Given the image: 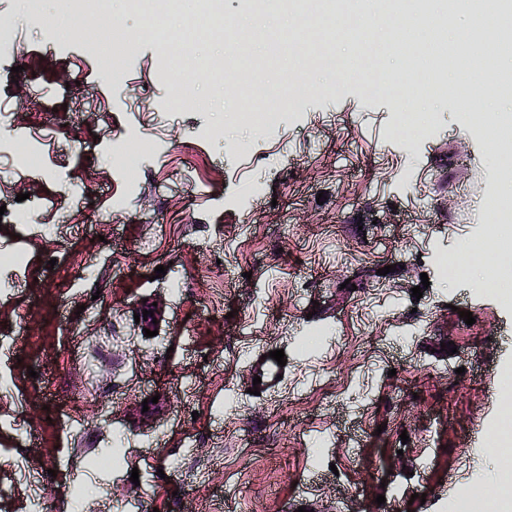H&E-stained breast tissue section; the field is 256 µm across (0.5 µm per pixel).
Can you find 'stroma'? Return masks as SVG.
Listing matches in <instances>:
<instances>
[{"label": "stroma", "instance_id": "obj_1", "mask_svg": "<svg viewBox=\"0 0 512 512\" xmlns=\"http://www.w3.org/2000/svg\"><path fill=\"white\" fill-rule=\"evenodd\" d=\"M224 17L296 23L243 0ZM0 25L17 35L0 58V512H448L456 475L479 495L499 462L473 437L512 374V307L473 272L512 275V234L441 275L439 255L491 230L481 196L506 169L453 100L401 138L387 95L327 92L324 73L299 118L256 131L237 121L249 100L206 75V109L166 111L176 86L150 42L120 93L85 53L103 28L45 44L21 0H0ZM130 131L154 145L134 177ZM271 342L290 356L284 405L249 392L250 350Z\"/></svg>", "mask_w": 512, "mask_h": 512}]
</instances>
